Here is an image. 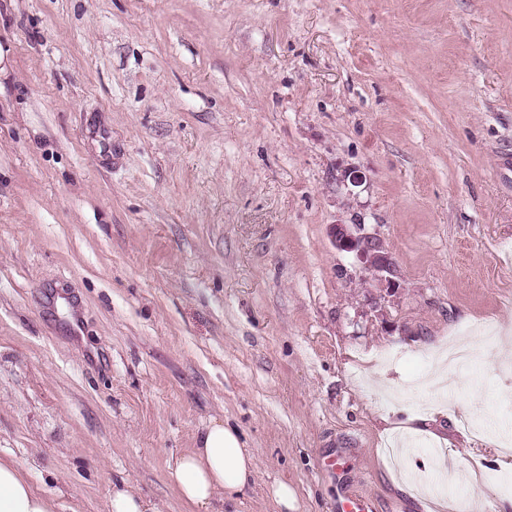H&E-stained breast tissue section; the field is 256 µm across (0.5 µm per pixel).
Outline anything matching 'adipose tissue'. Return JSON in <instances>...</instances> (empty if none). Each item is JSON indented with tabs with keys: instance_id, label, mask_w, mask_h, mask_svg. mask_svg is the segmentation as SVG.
<instances>
[{
	"instance_id": "ef3b65f1",
	"label": "adipose tissue",
	"mask_w": 512,
	"mask_h": 512,
	"mask_svg": "<svg viewBox=\"0 0 512 512\" xmlns=\"http://www.w3.org/2000/svg\"><path fill=\"white\" fill-rule=\"evenodd\" d=\"M256 461L239 431L221 419L206 423L177 459L169 479L192 512H224L254 481ZM53 496L37 493L12 462L0 461V512H56Z\"/></svg>"
}]
</instances>
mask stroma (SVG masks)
I'll use <instances>...</instances> for the list:
<instances>
[{
    "label": "stroma",
    "instance_id": "stroma-1",
    "mask_svg": "<svg viewBox=\"0 0 512 512\" xmlns=\"http://www.w3.org/2000/svg\"><path fill=\"white\" fill-rule=\"evenodd\" d=\"M0 41V458L57 512H190L213 418L237 512H504L512 0H0ZM331 237L338 250L354 253L364 271L375 275L382 287L386 285L390 292L394 291L396 282L393 280V262L379 241L351 230L348 224L333 225ZM256 461L239 431L223 419H211L196 434L169 471L179 498L192 512H223L253 482ZM110 512H158L157 506L123 483L113 485L110 497Z\"/></svg>",
    "mask_w": 512,
    "mask_h": 512
}]
</instances>
